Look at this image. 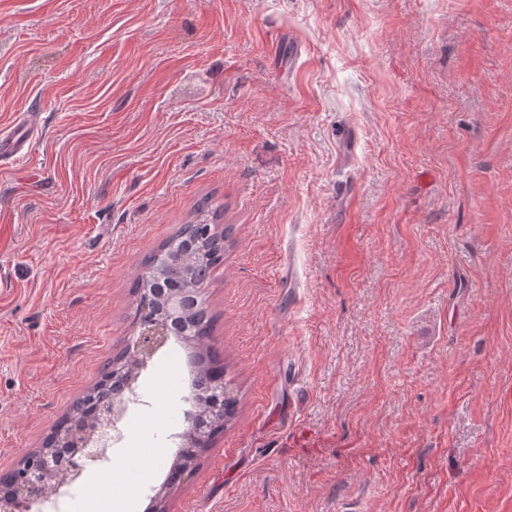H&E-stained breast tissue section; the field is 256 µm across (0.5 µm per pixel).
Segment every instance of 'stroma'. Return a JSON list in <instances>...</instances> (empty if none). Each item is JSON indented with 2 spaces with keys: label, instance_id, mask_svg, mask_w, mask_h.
<instances>
[{
  "label": "stroma",
  "instance_id": "1",
  "mask_svg": "<svg viewBox=\"0 0 512 512\" xmlns=\"http://www.w3.org/2000/svg\"><path fill=\"white\" fill-rule=\"evenodd\" d=\"M19 112L43 134L0 158V474L208 198L236 414L168 484V345L69 512L121 467L141 512L163 485L168 512H512V0H0V128Z\"/></svg>",
  "mask_w": 512,
  "mask_h": 512
}]
</instances>
